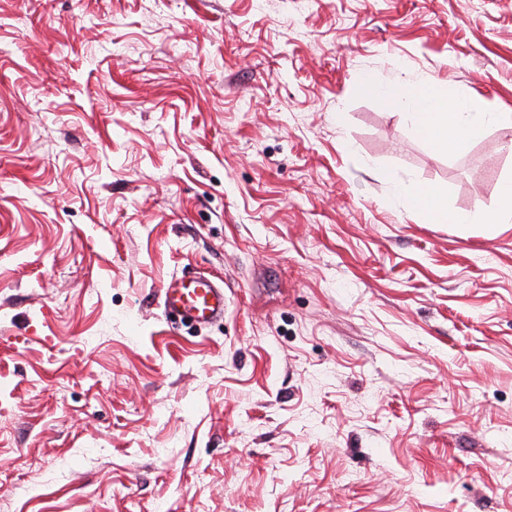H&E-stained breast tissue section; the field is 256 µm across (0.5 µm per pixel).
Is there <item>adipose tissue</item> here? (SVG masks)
Masks as SVG:
<instances>
[{
  "instance_id": "ef3b65f1",
  "label": "adipose tissue",
  "mask_w": 512,
  "mask_h": 512,
  "mask_svg": "<svg viewBox=\"0 0 512 512\" xmlns=\"http://www.w3.org/2000/svg\"><path fill=\"white\" fill-rule=\"evenodd\" d=\"M364 91L391 105L409 106V121L415 132L427 138L435 150L451 153L463 150L483 136L486 128L506 120L503 112L488 111L477 98L451 101L435 86L423 85L409 90L400 82L382 84L364 76L360 79ZM395 194L410 196L413 207L426 224H510L512 223V179L500 187V205L492 214L449 211L442 192L434 187L411 188L405 182L392 183Z\"/></svg>"
}]
</instances>
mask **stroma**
<instances>
[{
  "label": "stroma",
  "mask_w": 512,
  "mask_h": 512,
  "mask_svg": "<svg viewBox=\"0 0 512 512\" xmlns=\"http://www.w3.org/2000/svg\"><path fill=\"white\" fill-rule=\"evenodd\" d=\"M512 0H0V512H512ZM224 282L170 332L160 288ZM359 82L364 91L393 106H409L413 129L440 153L461 151L482 137L489 125L512 118L510 112H489L478 98L448 100L434 85H421L411 92L401 82L382 84L368 76ZM392 188L396 195H411L413 207L420 213L425 224H510L512 223V179L505 180L500 187V205L490 215L482 212L457 213L448 211L442 192L435 187L414 189L404 181L394 180ZM494 223V224H489Z\"/></svg>",
  "instance_id": "stroma-1"
}]
</instances>
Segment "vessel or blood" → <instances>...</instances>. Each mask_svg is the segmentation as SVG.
Listing matches in <instances>:
<instances>
[{
  "label": "vessel or blood",
  "instance_id": "1",
  "mask_svg": "<svg viewBox=\"0 0 512 512\" xmlns=\"http://www.w3.org/2000/svg\"><path fill=\"white\" fill-rule=\"evenodd\" d=\"M162 291L165 316L199 327L224 316V289L208 277L176 275L163 285Z\"/></svg>",
  "mask_w": 512,
  "mask_h": 512
}]
</instances>
